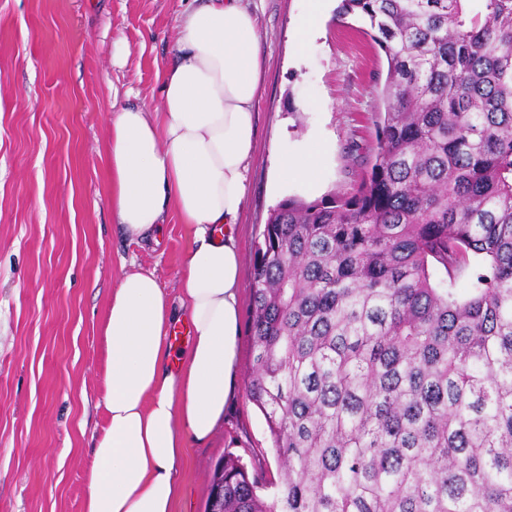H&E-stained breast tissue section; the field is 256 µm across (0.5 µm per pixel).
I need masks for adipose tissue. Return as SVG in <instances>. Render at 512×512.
Instances as JSON below:
<instances>
[{"instance_id": "adipose-tissue-1", "label": "adipose tissue", "mask_w": 512, "mask_h": 512, "mask_svg": "<svg viewBox=\"0 0 512 512\" xmlns=\"http://www.w3.org/2000/svg\"><path fill=\"white\" fill-rule=\"evenodd\" d=\"M262 64L257 19L241 0H197L158 74L160 111L126 106L112 118L104 163L118 224L139 243L160 233L172 211L191 245L176 297L154 272L131 269L108 299L104 417L83 512H173L187 444L207 442L224 421L238 362L235 227ZM182 313L191 339L176 352L166 336Z\"/></svg>"}]
</instances>
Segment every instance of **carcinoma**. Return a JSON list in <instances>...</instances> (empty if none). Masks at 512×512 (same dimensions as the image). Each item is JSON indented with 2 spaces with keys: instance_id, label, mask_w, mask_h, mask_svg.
I'll list each match as a JSON object with an SVG mask.
<instances>
[{
  "instance_id": "obj_1",
  "label": "carcinoma",
  "mask_w": 512,
  "mask_h": 512,
  "mask_svg": "<svg viewBox=\"0 0 512 512\" xmlns=\"http://www.w3.org/2000/svg\"><path fill=\"white\" fill-rule=\"evenodd\" d=\"M355 12L388 64L368 178L280 201L253 254L280 482L228 455L205 512H512V0Z\"/></svg>"
}]
</instances>
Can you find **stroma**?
I'll use <instances>...</instances> for the list:
<instances>
[{"mask_svg": "<svg viewBox=\"0 0 512 512\" xmlns=\"http://www.w3.org/2000/svg\"><path fill=\"white\" fill-rule=\"evenodd\" d=\"M259 21L264 73L256 146L237 238L242 314L253 301L251 255L281 200L356 189L384 52L338 0H242ZM189 0H0V512H83L85 472L103 421L101 326L123 269L154 272L176 296L189 242L176 215L159 241L129 242L112 214L99 151L111 107L161 104ZM317 16L307 41L299 25ZM127 55L115 62L116 44ZM323 143L315 185L278 176L284 154ZM234 392L214 437L190 445L174 512H204L215 463L239 456L274 493L278 465L246 390L251 336L242 329Z\"/></svg>", "mask_w": 512, "mask_h": 512, "instance_id": "stroma-1", "label": "stroma"}]
</instances>
